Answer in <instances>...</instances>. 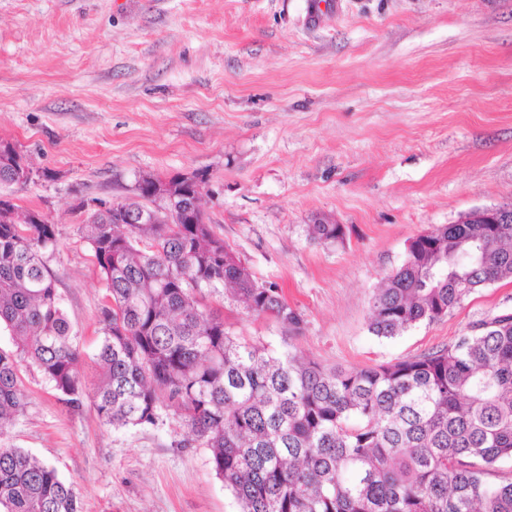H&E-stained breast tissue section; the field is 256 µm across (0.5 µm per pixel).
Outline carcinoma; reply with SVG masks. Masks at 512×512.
I'll use <instances>...</instances> for the list:
<instances>
[{
  "label": "carcinoma",
  "mask_w": 512,
  "mask_h": 512,
  "mask_svg": "<svg viewBox=\"0 0 512 512\" xmlns=\"http://www.w3.org/2000/svg\"><path fill=\"white\" fill-rule=\"evenodd\" d=\"M24 158L0 140V184ZM177 224H128L126 200L81 225L105 285L97 415L115 428L157 424L161 410L210 451L241 512H512V314L454 344L393 364L326 369L224 330L205 291L228 286L251 314L298 329L279 286L256 280L194 201L202 175L173 176ZM344 239L341 224L309 226ZM55 242L40 212L0 196V428L21 415L18 360L69 408L84 404L78 351L42 261ZM512 280L511 224H444L419 236L375 292L369 331L394 338L471 293ZM0 512H81L75 485L20 448H0Z\"/></svg>",
  "instance_id": "1"
}]
</instances>
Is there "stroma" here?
Here are the masks:
<instances>
[{
	"label": "stroma",
	"instance_id": "35a3bbf8",
	"mask_svg": "<svg viewBox=\"0 0 512 512\" xmlns=\"http://www.w3.org/2000/svg\"><path fill=\"white\" fill-rule=\"evenodd\" d=\"M1 138L32 174L0 194L55 227L42 256L86 393L105 287L78 206L131 196L145 176L206 177L208 224L301 328L221 289L207 303L272 351L385 365L512 313L503 281L396 338L368 329L410 241L512 204V0H0ZM319 218L344 241L311 239ZM19 385L27 407L0 446L54 465L82 512H241L172 416L113 428L91 404L67 408L27 361Z\"/></svg>",
	"mask_w": 512,
	"mask_h": 512
}]
</instances>
